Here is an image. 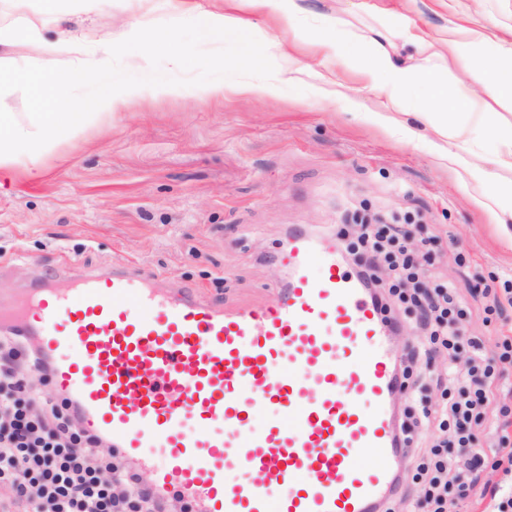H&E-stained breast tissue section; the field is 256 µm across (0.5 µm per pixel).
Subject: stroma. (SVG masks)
Masks as SVG:
<instances>
[{"instance_id": "stroma-1", "label": "stroma", "mask_w": 512, "mask_h": 512, "mask_svg": "<svg viewBox=\"0 0 512 512\" xmlns=\"http://www.w3.org/2000/svg\"><path fill=\"white\" fill-rule=\"evenodd\" d=\"M18 6L0 0V28L33 22L47 42L61 32L93 40L125 38L131 21L151 24L159 0H101L90 13L74 0ZM310 22L340 18L346 29H403L425 35L414 54L424 69L448 77V94L481 93L468 57L436 56L432 43L462 26L454 0H303ZM236 10L265 45L307 66L298 81L256 99L201 95L199 87L130 97L118 111L60 139L30 169L0 174V296L26 288L47 270L106 272L132 264L161 275L173 292L196 291L216 304L259 306L287 278L275 254L303 229L323 241L352 239L345 210L419 213L414 237L426 240L428 270L467 290L512 279V219L477 202L463 173L439 163L430 145H410L371 120L385 112L410 120L405 99L378 95L350 68L322 62L315 38L274 27L246 0ZM344 83L346 95L317 101L319 77ZM471 256L460 264L458 252Z\"/></svg>"}]
</instances>
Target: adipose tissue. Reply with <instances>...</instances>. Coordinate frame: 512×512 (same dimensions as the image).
Returning a JSON list of instances; mask_svg holds the SVG:
<instances>
[{
	"instance_id": "adipose-tissue-1",
	"label": "adipose tissue",
	"mask_w": 512,
	"mask_h": 512,
	"mask_svg": "<svg viewBox=\"0 0 512 512\" xmlns=\"http://www.w3.org/2000/svg\"><path fill=\"white\" fill-rule=\"evenodd\" d=\"M318 44L324 51L325 61L355 69L379 93L411 99L414 113L428 122L436 135L447 139L448 147L442 150L441 159L463 171L465 186L484 190L502 212L512 214V185L497 183L492 173L496 166L512 169V123L500 124L495 113L479 109L485 96L512 99V40L495 38L493 53L476 56L472 55L469 42L452 38L444 42V49L451 53L471 55V67L481 80V96L464 94L455 98L449 97L448 83L440 73L422 71L410 59L402 57L396 46L388 47L375 37L346 31L341 23L324 21ZM300 71L297 59L284 52L280 55L273 81L241 82L229 88L220 83H209L204 85L203 91L220 95L229 89L262 99L271 95L275 85L294 82ZM450 111L477 116L484 144L493 158V167L475 162L470 128L436 122L437 114Z\"/></svg>"
}]
</instances>
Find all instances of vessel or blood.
Listing matches in <instances>:
<instances>
[{
    "label": "vessel or blood",
    "instance_id": "obj_1",
    "mask_svg": "<svg viewBox=\"0 0 512 512\" xmlns=\"http://www.w3.org/2000/svg\"><path fill=\"white\" fill-rule=\"evenodd\" d=\"M338 252L293 236L290 279L262 307L172 294L134 268L46 273L0 322L51 360L83 430L197 512H384L404 388L392 326Z\"/></svg>",
    "mask_w": 512,
    "mask_h": 512
}]
</instances>
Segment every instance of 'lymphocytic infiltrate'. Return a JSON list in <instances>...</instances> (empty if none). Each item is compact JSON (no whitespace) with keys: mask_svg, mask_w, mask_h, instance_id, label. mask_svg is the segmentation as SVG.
I'll return each mask as SVG.
<instances>
[{"mask_svg":"<svg viewBox=\"0 0 512 512\" xmlns=\"http://www.w3.org/2000/svg\"><path fill=\"white\" fill-rule=\"evenodd\" d=\"M411 216L386 224L361 225L347 249L365 255L358 275L383 308L398 305L415 313L416 336L399 374L418 384L424 366L435 356L448 358L446 372L431 383L440 402L401 423L413 484L420 487L416 512H449L454 501L474 494L487 465L512 471V448L487 453L478 445L488 410L496 405V382L512 365V336H500L493 350L481 337L468 335L471 314L457 289L426 285V270L414 257ZM392 271L381 283L374 265ZM470 356L464 367L455 361L461 350ZM49 375L50 362L24 336H0V512H132L116 494L112 480L138 489L142 512H164L157 493L142 486L140 476L114 454L99 451V439L86 434L68 404H53V423H46L25 392L21 360Z\"/></svg>","mask_w":512,"mask_h":512,"instance_id":"obj_1","label":"lymphocytic infiltrate"}]
</instances>
